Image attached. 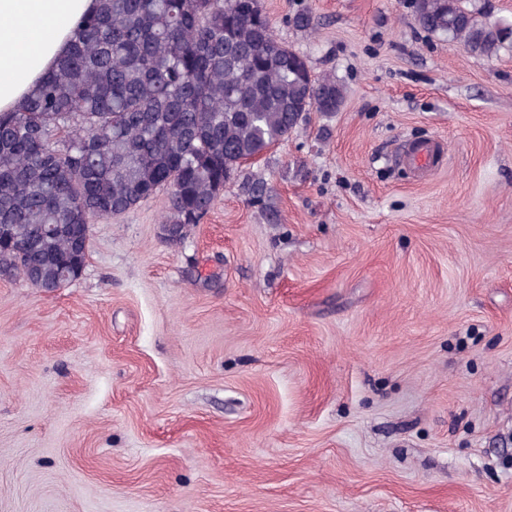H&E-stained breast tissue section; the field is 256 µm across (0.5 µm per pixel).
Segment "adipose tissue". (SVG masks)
<instances>
[{"label": "adipose tissue", "instance_id": "1", "mask_svg": "<svg viewBox=\"0 0 512 512\" xmlns=\"http://www.w3.org/2000/svg\"><path fill=\"white\" fill-rule=\"evenodd\" d=\"M95 0H0V112H10L69 47Z\"/></svg>", "mask_w": 512, "mask_h": 512}]
</instances>
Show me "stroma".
<instances>
[{"label": "stroma", "mask_w": 512, "mask_h": 512, "mask_svg": "<svg viewBox=\"0 0 512 512\" xmlns=\"http://www.w3.org/2000/svg\"><path fill=\"white\" fill-rule=\"evenodd\" d=\"M262 5L342 106L181 241L159 195L58 291L0 279V512H512V51Z\"/></svg>", "instance_id": "35a3bbf8"}]
</instances>
